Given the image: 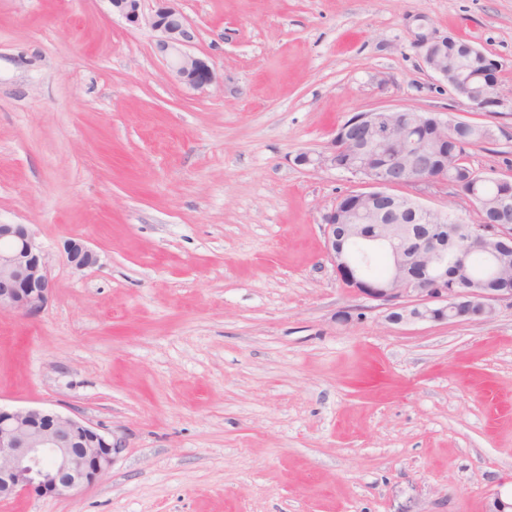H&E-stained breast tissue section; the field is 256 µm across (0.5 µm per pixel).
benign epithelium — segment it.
<instances>
[{
    "mask_svg": "<svg viewBox=\"0 0 512 512\" xmlns=\"http://www.w3.org/2000/svg\"><path fill=\"white\" fill-rule=\"evenodd\" d=\"M145 14L143 0H109L112 12L133 26L147 23L159 33L156 50L170 76L192 89L216 81L210 63L187 51L192 39L178 0H155ZM419 48L427 67L465 99L474 111L500 106L499 64L468 41L424 37ZM456 120L408 109L361 112L343 123L330 146L298 157L302 165L341 170L365 180L369 190L345 195L323 215L324 250L348 288L384 310L391 324L443 322L494 313V303L512 302L511 288L448 287V266L463 264L466 251L497 240L512 251V228L497 224H445L446 215L396 186L449 183L448 127ZM77 270L97 264L83 241L64 246ZM387 258L384 275L369 264ZM52 294L48 257L24 224H0V312L26 317L41 313ZM119 450L99 427L52 409L0 404V502L21 494L62 495L95 483Z\"/></svg>",
    "mask_w": 512,
    "mask_h": 512,
    "instance_id": "benign-epithelium-1",
    "label": "benign epithelium"
}]
</instances>
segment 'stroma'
I'll return each mask as SVG.
<instances>
[{
    "mask_svg": "<svg viewBox=\"0 0 512 512\" xmlns=\"http://www.w3.org/2000/svg\"><path fill=\"white\" fill-rule=\"evenodd\" d=\"M179 5L200 90L108 0H0V223L53 282L41 314H0V403L120 445L91 486L0 512H486L512 494V304L386 322L324 257L323 214L365 184L297 158L402 107L490 126L465 161L512 180V0ZM426 36L499 61L502 106L470 110ZM399 192L474 217L450 185ZM67 262L77 270H83L97 264L96 253L82 240L70 239L64 246Z\"/></svg>",
    "mask_w": 512,
    "mask_h": 512,
    "instance_id": "obj_1",
    "label": "stroma"
}]
</instances>
